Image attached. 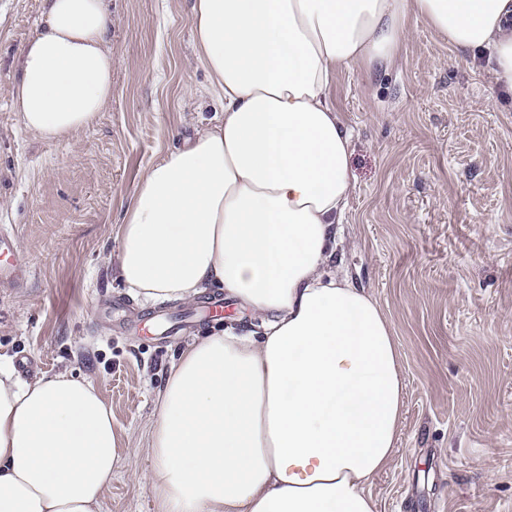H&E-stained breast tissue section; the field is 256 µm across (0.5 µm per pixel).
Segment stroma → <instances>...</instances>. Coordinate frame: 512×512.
<instances>
[{
	"instance_id": "stroma-1",
	"label": "stroma",
	"mask_w": 512,
	"mask_h": 512,
	"mask_svg": "<svg viewBox=\"0 0 512 512\" xmlns=\"http://www.w3.org/2000/svg\"><path fill=\"white\" fill-rule=\"evenodd\" d=\"M192 0H111L112 99L70 141L26 131L13 106L20 51L46 0H0V225L29 258L0 292V357L23 380L68 371L112 409L120 464L101 512H155L131 479L155 400L205 320L175 342L117 275L121 202L223 107L190 35ZM353 192L342 268L394 330L403 418L368 487L378 512H512V94L485 61L412 17L388 70L338 73Z\"/></svg>"
}]
</instances>
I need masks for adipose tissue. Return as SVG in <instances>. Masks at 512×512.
Wrapping results in <instances>:
<instances>
[{"instance_id":"ef3b65f1","label":"adipose tissue","mask_w":512,"mask_h":512,"mask_svg":"<svg viewBox=\"0 0 512 512\" xmlns=\"http://www.w3.org/2000/svg\"><path fill=\"white\" fill-rule=\"evenodd\" d=\"M412 16L512 90V0H194L224 114L142 175L118 272L147 304L223 289L253 325L194 339L172 367L137 477L155 512H377L366 487L393 455L404 384L389 319L336 259L352 183L330 90L341 70L386 68ZM110 23L109 0H47L12 89L28 132L94 124ZM119 452L91 383L0 362V512H100Z\"/></svg>"}]
</instances>
